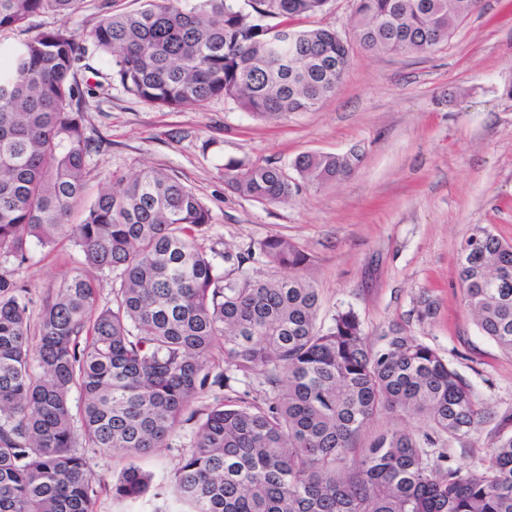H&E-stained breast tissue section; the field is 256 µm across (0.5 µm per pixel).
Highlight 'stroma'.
Returning <instances> with one entry per match:
<instances>
[{
	"label": "stroma",
	"instance_id": "stroma-1",
	"mask_svg": "<svg viewBox=\"0 0 512 512\" xmlns=\"http://www.w3.org/2000/svg\"><path fill=\"white\" fill-rule=\"evenodd\" d=\"M512 0H482L446 44L425 55L354 48L335 93L314 110L277 121L215 100L196 109L159 110L116 85L87 100L85 132L99 151L88 192L104 171L150 165L176 174L210 207L202 245L237 254L272 236L309 257L305 276L319 293L318 321L353 309L370 340L389 326L437 349L470 384L481 411L476 428L441 437L434 449L451 464L487 468L497 439L512 434V354L482 336L464 300L457 260L474 225L512 241ZM356 153L353 171L287 204H262L230 192L222 166L231 159L290 168L302 153ZM12 268L34 298L79 258L68 238L32 244ZM437 305L427 322L417 301ZM195 437L181 426L169 447L130 460L120 448L85 449L98 478L95 512H180L173 494L137 501L112 495L129 463L170 485Z\"/></svg>",
	"mask_w": 512,
	"mask_h": 512
}]
</instances>
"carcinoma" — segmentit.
I'll return each mask as SVG.
<instances>
[{"mask_svg": "<svg viewBox=\"0 0 512 512\" xmlns=\"http://www.w3.org/2000/svg\"><path fill=\"white\" fill-rule=\"evenodd\" d=\"M84 0H0V260L20 267L29 243L70 238L81 260L43 298L31 327L30 286L0 273V512H94L82 448L140 456L169 447L185 423L191 448L172 486L188 512H512V435L479 472L431 456L433 436H463L480 412L470 385L435 348L391 327L372 343L351 308L317 325L308 256L284 237L259 257L293 274L232 278L200 243L211 209L177 175L143 167L103 178L83 205L91 144L76 79L88 48L105 75L159 109L224 99L275 120L333 94L351 43L300 28L327 0H143L105 13L82 38L68 18ZM474 0H353L349 26L365 50L432 51ZM59 23L29 34L33 18ZM355 157L300 154L297 177L271 163H224L228 190L286 202L350 172ZM79 223H71L77 208ZM483 335L512 353V243L477 224L458 260ZM112 274L100 302L96 275ZM264 396L237 395L251 379ZM81 397L79 415L70 405ZM212 393L201 410L194 403ZM429 432L386 429L361 454L355 439L381 411ZM166 489L127 467L113 495Z\"/></svg>", "mask_w": 512, "mask_h": 512, "instance_id": "obj_1", "label": "carcinoma"}]
</instances>
